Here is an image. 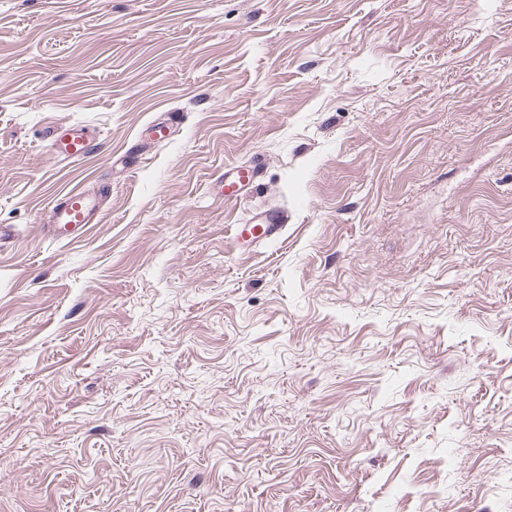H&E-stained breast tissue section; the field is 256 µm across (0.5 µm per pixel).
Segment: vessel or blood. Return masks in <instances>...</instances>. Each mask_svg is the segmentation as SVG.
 I'll list each match as a JSON object with an SVG mask.
<instances>
[{
    "label": "vessel or blood",
    "mask_w": 512,
    "mask_h": 512,
    "mask_svg": "<svg viewBox=\"0 0 512 512\" xmlns=\"http://www.w3.org/2000/svg\"><path fill=\"white\" fill-rule=\"evenodd\" d=\"M94 134L84 126L58 125L51 133L49 146L53 154L67 161H79L95 150ZM259 165L232 166L224 171L225 200L234 201L252 190L259 179ZM109 196L106 187H80L69 190L53 202L46 224L47 232L56 238H67L87 225L99 223L103 205ZM282 229V217L276 212L258 214L252 223L238 224L233 239L238 246L257 247L275 239Z\"/></svg>",
    "instance_id": "vessel-or-blood-1"
}]
</instances>
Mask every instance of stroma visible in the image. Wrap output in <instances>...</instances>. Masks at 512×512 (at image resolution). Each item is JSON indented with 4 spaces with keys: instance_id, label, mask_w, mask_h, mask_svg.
I'll list each match as a JSON object with an SVG mask.
<instances>
[{
    "instance_id": "obj_1",
    "label": "stroma",
    "mask_w": 512,
    "mask_h": 512,
    "mask_svg": "<svg viewBox=\"0 0 512 512\" xmlns=\"http://www.w3.org/2000/svg\"><path fill=\"white\" fill-rule=\"evenodd\" d=\"M0 224V512H512V0H0ZM94 134L85 126L60 124L51 133L49 146L53 154L67 161H79L95 150ZM260 175V166L254 164L252 166H231L224 169V188L227 192L224 194L225 201H236L252 190L258 182ZM108 196L105 186H98L95 190L85 187L69 190L53 202L45 224L47 232L56 239L69 238L88 224H98ZM282 216L277 212H262L252 224H237L233 229V239L239 247H258L266 241L279 236L284 224Z\"/></svg>"
}]
</instances>
